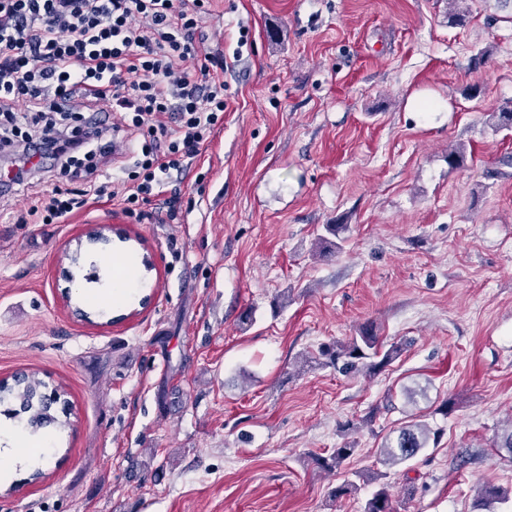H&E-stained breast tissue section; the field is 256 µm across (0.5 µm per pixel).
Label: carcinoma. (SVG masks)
<instances>
[{
  "label": "carcinoma",
  "instance_id": "carcinoma-1",
  "mask_svg": "<svg viewBox=\"0 0 512 512\" xmlns=\"http://www.w3.org/2000/svg\"><path fill=\"white\" fill-rule=\"evenodd\" d=\"M401 347L393 345L382 349L380 337L375 328L368 324L361 327L357 335L345 341H334L319 347L317 356L307 357L305 361L317 362L332 367L339 372L349 373L363 369L368 373L384 370L399 355ZM47 384L37 375H30L19 384L0 386V407L3 415L11 417L20 412L28 414L27 424L32 431H37L51 424L66 425L53 413L52 408L44 400L43 389ZM443 437V430L433 428L423 419V415L410 414V422L402 428L395 440L385 443L379 448L378 462L385 467L406 465L428 448H436ZM358 448L356 442L346 441L326 456L315 458L316 466L324 471L345 470L346 479L331 492L334 499L350 495L357 489L359 482H371L379 485L364 505L363 512H396L384 479L387 472L374 470H347L345 466ZM509 498V492L499 486L486 484L482 488L477 509L480 512H493L494 505Z\"/></svg>",
  "mask_w": 512,
  "mask_h": 512
}]
</instances>
